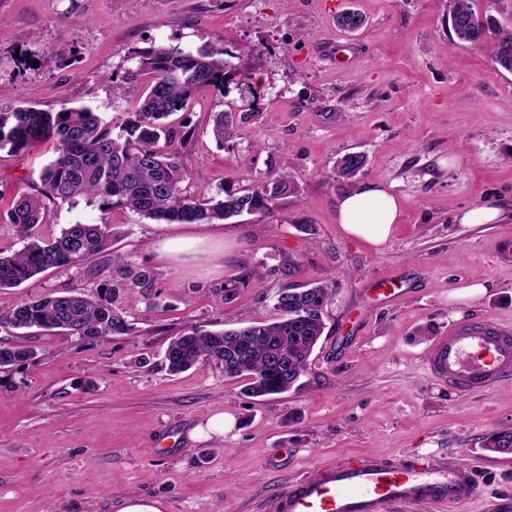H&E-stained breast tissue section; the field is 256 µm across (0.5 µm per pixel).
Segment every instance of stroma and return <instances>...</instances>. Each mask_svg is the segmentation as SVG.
<instances>
[{
    "mask_svg": "<svg viewBox=\"0 0 512 512\" xmlns=\"http://www.w3.org/2000/svg\"><path fill=\"white\" fill-rule=\"evenodd\" d=\"M348 8L365 18L354 32L336 26ZM447 16L448 0H0V110L90 105L116 125L144 90L137 81L112 93L113 74L134 67L135 51L220 42L227 62L252 77L176 113L193 132L181 150L188 190L221 195L229 168L252 181L270 156L299 188L273 214L204 226L104 212L83 199L51 208L54 234L108 221L113 249L157 272L164 305L148 308L129 292L134 334L101 344L28 335L38 364L0 373V512H121L133 496L161 512H274L286 483L351 455L454 456L479 479L467 512L512 500V454L484 447L489 433L512 429V380L460 395L426 364L452 324L512 327V266L495 260L512 232V72L496 69L494 36L460 42ZM254 101L259 116L232 150L219 148L214 114ZM350 153L366 164L346 182L336 164ZM53 157L49 142L0 150V249L22 248L6 212ZM369 182L400 206L379 248L337 218L338 200ZM480 206L497 208L498 219L459 223V213ZM176 236H208L224 250L181 264L156 250ZM288 261L298 265L292 280L265 278L227 304L214 293L244 266ZM475 278L489 281L487 294L452 299ZM316 281L334 294L300 390L257 400L216 366L161 367L169 339L187 327L271 320L286 283ZM378 282L404 297L384 302L371 290ZM86 285L84 267L51 269L0 290V309ZM144 357L151 366H140ZM222 412L234 418L231 432L191 439Z\"/></svg>",
    "mask_w": 512,
    "mask_h": 512,
    "instance_id": "obj_1",
    "label": "stroma"
}]
</instances>
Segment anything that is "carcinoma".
Segmentation results:
<instances>
[{
    "mask_svg": "<svg viewBox=\"0 0 512 512\" xmlns=\"http://www.w3.org/2000/svg\"><path fill=\"white\" fill-rule=\"evenodd\" d=\"M448 25L460 41L476 44L487 34L497 36L494 63L512 72V29L491 15L472 10L470 0H450ZM364 24L362 15L346 10L336 18L338 28L353 32ZM224 45L195 53L178 46L154 45L136 52V68L112 77L113 95L139 77L147 83L134 111L118 125L104 122L90 106L63 107L56 112L18 106L0 111V149L22 152L36 142H51L55 157L39 173L33 193L14 195L6 213L24 242L21 250L0 251V289L16 288L50 268L87 265L89 285L82 292L63 289L40 294L0 311V324L14 329L57 330L75 336L81 344H95L133 330L123 308L124 295L137 289L151 308L160 305L156 275L127 255L112 253L101 268L95 258L112 247V225L69 224L56 236L43 233L49 223L48 204H74L84 198L99 203L102 211L120 207L166 224H215L243 214L267 215L279 201L297 193L288 173L267 166L252 185L241 187L227 179L224 195L193 196L183 184L190 174L184 168L178 145L190 135L186 126L167 119L185 110L191 100L211 90H222L230 80L249 78L244 68L224 60ZM259 115L258 107L245 112L218 113L212 134L218 145L232 151L238 128ZM365 156L351 153L337 167V176L355 178ZM293 263L262 272L246 267L219 288L223 303L234 301L241 289L259 286L263 277L291 275ZM333 290L325 283L310 288H285L275 308L273 322L244 317L233 329L209 331L190 326L170 339L163 356L171 374L195 365L214 364L226 378L245 377L243 393L265 397L301 386L314 347L323 334L326 307ZM37 351L20 338L0 343V370L35 363ZM486 449L512 452V430L490 434Z\"/></svg>",
    "mask_w": 512,
    "mask_h": 512,
    "instance_id": "obj_1",
    "label": "carcinoma"
}]
</instances>
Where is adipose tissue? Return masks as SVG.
Masks as SVG:
<instances>
[{
    "instance_id": "adipose-tissue-1",
    "label": "adipose tissue",
    "mask_w": 512,
    "mask_h": 512,
    "mask_svg": "<svg viewBox=\"0 0 512 512\" xmlns=\"http://www.w3.org/2000/svg\"><path fill=\"white\" fill-rule=\"evenodd\" d=\"M343 230L379 246L388 242L399 217V204L383 185L368 183L344 195L337 204Z\"/></svg>"
}]
</instances>
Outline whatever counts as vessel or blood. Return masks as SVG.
<instances>
[{"label":"vessel or blood","mask_w":512,"mask_h":512,"mask_svg":"<svg viewBox=\"0 0 512 512\" xmlns=\"http://www.w3.org/2000/svg\"><path fill=\"white\" fill-rule=\"evenodd\" d=\"M434 376L461 393L512 378V328L487 320L453 325L427 358ZM478 493L470 464L456 458L354 456L288 483L276 512H388L390 506L463 505Z\"/></svg>","instance_id":"vessel-or-blood-1"}]
</instances>
